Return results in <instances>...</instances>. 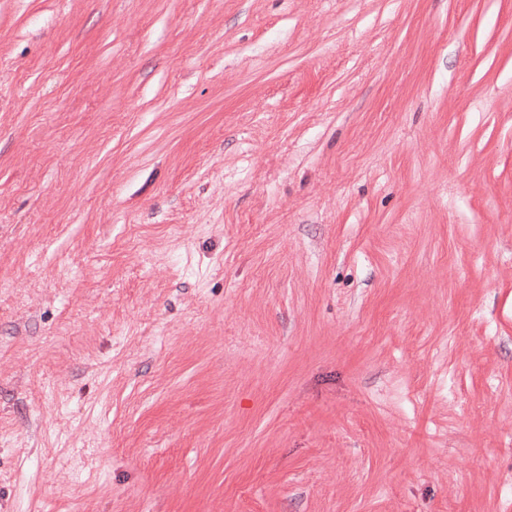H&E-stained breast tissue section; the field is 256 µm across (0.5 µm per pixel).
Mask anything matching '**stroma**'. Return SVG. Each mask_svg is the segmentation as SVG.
Returning <instances> with one entry per match:
<instances>
[{
  "instance_id": "35a3bbf8",
  "label": "stroma",
  "mask_w": 512,
  "mask_h": 512,
  "mask_svg": "<svg viewBox=\"0 0 512 512\" xmlns=\"http://www.w3.org/2000/svg\"><path fill=\"white\" fill-rule=\"evenodd\" d=\"M0 512H512V0H0Z\"/></svg>"
}]
</instances>
